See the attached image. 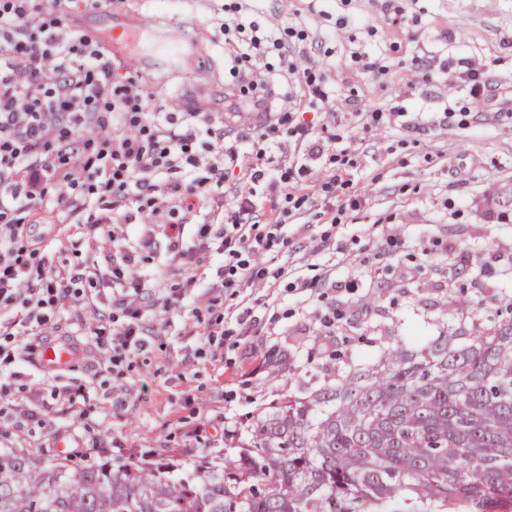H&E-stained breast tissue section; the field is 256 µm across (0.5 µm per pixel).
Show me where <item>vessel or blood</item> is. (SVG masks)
Masks as SVG:
<instances>
[{"mask_svg": "<svg viewBox=\"0 0 512 512\" xmlns=\"http://www.w3.org/2000/svg\"><path fill=\"white\" fill-rule=\"evenodd\" d=\"M112 32L107 49L139 70H170L191 67L206 70L208 63L197 51V42L183 29L159 28L155 17L134 10L111 15ZM76 355L69 342L56 340L41 349L39 367L55 373L70 369Z\"/></svg>", "mask_w": 512, "mask_h": 512, "instance_id": "vessel-or-blood-1", "label": "vessel or blood"}]
</instances>
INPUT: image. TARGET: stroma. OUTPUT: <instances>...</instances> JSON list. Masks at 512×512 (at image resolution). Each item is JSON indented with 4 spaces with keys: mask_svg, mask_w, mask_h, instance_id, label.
<instances>
[{
    "mask_svg": "<svg viewBox=\"0 0 512 512\" xmlns=\"http://www.w3.org/2000/svg\"><path fill=\"white\" fill-rule=\"evenodd\" d=\"M233 0H64L62 19L87 18L96 30L111 11L134 9L183 23L193 12L210 72L142 73L149 90L168 107L224 109V36L216 20ZM402 14H394V7ZM254 17L272 27L304 33L298 64L321 74L344 136L337 149L354 150L349 174L369 198L367 211L345 216L335 242L300 259L313 277L343 268L346 252L364 255L394 224L402 238L395 259L375 275L354 271L325 289L345 319L326 333L312 309L288 288H251L226 297L223 335L194 336V319L175 318L167 335L143 354L111 367L108 355L87 344L73 367L43 375L30 363L16 367L11 392L0 395V450L77 466L103 455L147 460L166 453L186 462L222 464L231 448L213 440L224 415L238 427L291 396L335 382L386 349L425 346L457 328L479 333L512 302V278L501 259L512 252V0H256ZM321 50H311L313 41ZM421 58L414 68L412 58ZM474 70L486 85L475 103L461 73ZM359 112H388L392 119L355 129ZM355 137H348V129ZM425 245L438 258L418 268L413 249ZM348 356L332 359L342 338ZM84 390L78 414L68 413L63 392ZM127 401L112 407V395ZM48 420L20 429L17 412ZM65 437L66 451L54 446Z\"/></svg>",
    "mask_w": 512,
    "mask_h": 512,
    "instance_id": "1",
    "label": "stroma"
}]
</instances>
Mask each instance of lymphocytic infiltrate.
<instances>
[{
  "label": "lymphocytic infiltrate",
  "instance_id": "lymphocytic-infiltrate-1",
  "mask_svg": "<svg viewBox=\"0 0 512 512\" xmlns=\"http://www.w3.org/2000/svg\"><path fill=\"white\" fill-rule=\"evenodd\" d=\"M56 0H0V391L21 357L37 360L46 329L65 306L95 312L86 340L110 361L147 350L175 315H204L221 296L287 275L278 255L307 238L304 215L322 206L327 221L368 207L351 191L335 152L336 115L324 111L315 75L303 113L268 109L273 84L257 63L296 71L287 34L251 20L250 0L225 6L224 65L237 92L224 109L172 112L152 103L142 81L118 78L102 43L64 26ZM251 109L248 125L225 112ZM220 205L217 218L202 208ZM65 217L56 238L39 223ZM102 244L100 259L86 240ZM223 264H215V256ZM184 272L168 283L170 266ZM111 308L98 314L104 282Z\"/></svg>",
  "mask_w": 512,
  "mask_h": 512
}]
</instances>
